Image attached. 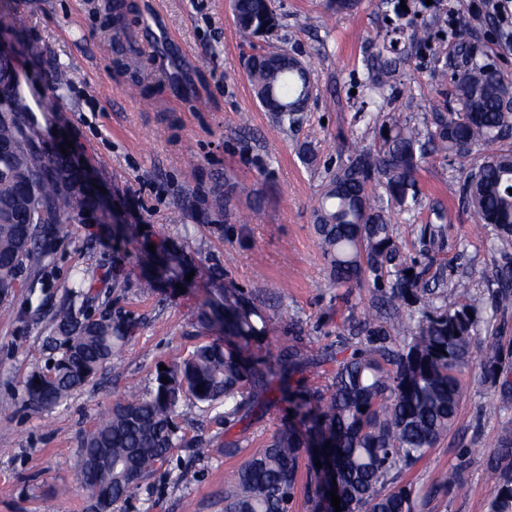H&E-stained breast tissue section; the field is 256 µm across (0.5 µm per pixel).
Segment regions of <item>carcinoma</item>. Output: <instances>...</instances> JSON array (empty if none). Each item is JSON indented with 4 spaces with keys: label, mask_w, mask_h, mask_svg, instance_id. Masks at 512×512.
<instances>
[{
    "label": "carcinoma",
    "mask_w": 512,
    "mask_h": 512,
    "mask_svg": "<svg viewBox=\"0 0 512 512\" xmlns=\"http://www.w3.org/2000/svg\"><path fill=\"white\" fill-rule=\"evenodd\" d=\"M242 41L267 47L252 54L247 69L254 95L282 129L302 119L313 92L309 69L299 68L286 50L269 43L280 26L273 0H233ZM402 56L392 41L367 65L366 89L383 93L395 59ZM468 57L464 74L454 77L452 106L435 113L423 131L396 112L377 105L368 112L376 130L368 147L347 142V160L322 185L313 209L314 229L330 266L331 284L351 290L367 283L378 292L379 315L351 318L344 344L352 352L317 355L294 344L281 350L266 371L257 369L248 352L268 332V317L256 304L220 293L200 312L205 327H224V340L198 346L184 359L157 370L153 388L129 391L116 399L80 439L78 480L88 495L106 496L105 512L129 496L156 471L183 436L175 422L185 398L224 405V425L250 420L274 402V393L298 396L301 430L280 428L240 466L224 486V512H291L300 460L332 465L341 512H425L437 497L466 489L467 462L442 472L423 488L404 474L426 458L448 435L463 395L461 375L478 365L483 377L503 375L500 352L491 342L475 351L473 336L479 309L463 300L465 280L453 284L462 300L448 304L444 263L446 215L421 225L427 246L424 259L405 254L394 234L392 213H412L421 206L417 175L433 155L455 157L465 173L449 185L477 216L481 227L497 229L499 260L486 278L492 308L512 307V150L479 159L473 150L512 135V114L503 107L507 87L496 65L480 60L460 43ZM23 103L12 66L0 61V300L10 296L21 272L43 268L50 242L72 223L97 211L95 200L72 188L74 179L58 158L28 145L24 116L9 115ZM382 190L386 206L374 203ZM170 273L156 271L140 284L151 291L181 265L170 258ZM93 285L78 272L71 300L52 314V339L58 355L36 368L24 385L23 401L35 409L56 406L89 383L108 362L119 359L132 341L136 323L120 314L90 318L98 300ZM336 362L329 384L300 388L301 377ZM167 378L164 384L161 378ZM203 386L197 391V386ZM493 478L488 512H512V421L487 458Z\"/></svg>",
    "instance_id": "1"
}]
</instances>
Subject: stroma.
<instances>
[{
	"mask_svg": "<svg viewBox=\"0 0 512 512\" xmlns=\"http://www.w3.org/2000/svg\"><path fill=\"white\" fill-rule=\"evenodd\" d=\"M115 0H0V40L13 47L26 122L48 153L66 150L90 185L103 187L93 216L53 242L43 270L23 271L20 286L0 301V512H89L77 478L82 431L127 390L150 389L159 364L220 337L198 314L221 290L243 293L262 307L269 332L250 349L257 368L295 342L313 351L336 347L349 316L369 310L370 287L341 301L314 233L313 207L328 172L344 160L350 138L370 145L373 127L356 115L372 53L396 38L392 0H358L346 13L326 0H275L281 26L274 45L308 61L314 92L300 124L281 130L256 100L244 61L252 49L239 36L231 0H131L124 29L112 30ZM406 23L427 28L430 48L400 41L405 60L385 94L388 109L418 126L445 111L451 77L463 67L459 42L494 61L512 88V47L497 18L474 19L465 0H405ZM397 39V38H396ZM82 79L57 84L59 67ZM143 94L130 96L133 79ZM71 149H64V142ZM193 167H185V157ZM458 164L430 158L418 174L423 205L394 216L396 240L419 254V227L430 207L448 224L443 254L449 281L467 279L468 302L489 311L485 277L494 266L477 217L448 192ZM232 180L230 207L218 185ZM183 259L175 282L143 291L152 268L149 245ZM89 271L96 314H121L138 325L121 358L61 404L30 409L23 384L35 363L27 350L55 355L51 313L67 300L71 275ZM466 393L447 437L412 469L430 484L466 456L468 491L448 494L431 512H486L492 480L485 461L512 416V395L480 372L464 378ZM288 400L277 399L250 423L224 426L223 408L182 401L177 421L187 438L209 442L197 457L173 449L169 459L112 512H224V485L252 449L291 424ZM238 451L224 453L225 438Z\"/></svg>",
	"mask_w": 512,
	"mask_h": 512,
	"instance_id": "1",
	"label": "stroma"
}]
</instances>
